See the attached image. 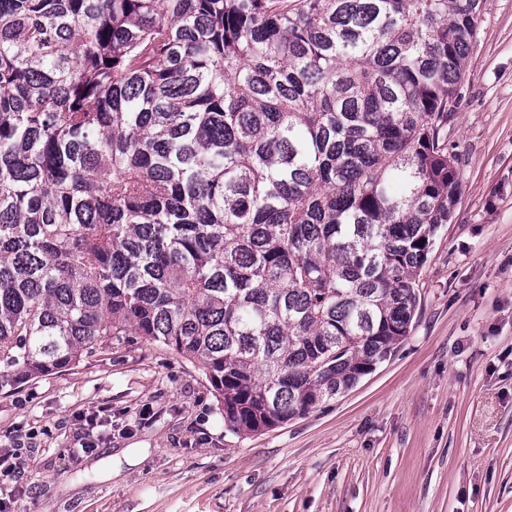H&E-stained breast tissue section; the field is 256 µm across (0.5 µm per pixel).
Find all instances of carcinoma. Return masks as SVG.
Wrapping results in <instances>:
<instances>
[{
  "label": "carcinoma",
  "mask_w": 512,
  "mask_h": 512,
  "mask_svg": "<svg viewBox=\"0 0 512 512\" xmlns=\"http://www.w3.org/2000/svg\"><path fill=\"white\" fill-rule=\"evenodd\" d=\"M481 0H0V389L131 336L252 434L412 331Z\"/></svg>",
  "instance_id": "1"
}]
</instances>
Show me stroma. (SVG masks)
<instances>
[{
  "label": "stroma",
  "instance_id": "1",
  "mask_svg": "<svg viewBox=\"0 0 512 512\" xmlns=\"http://www.w3.org/2000/svg\"><path fill=\"white\" fill-rule=\"evenodd\" d=\"M478 27L447 127L458 202L392 355L248 437L136 336L1 390L12 512H512V0H483Z\"/></svg>",
  "mask_w": 512,
  "mask_h": 512
}]
</instances>
